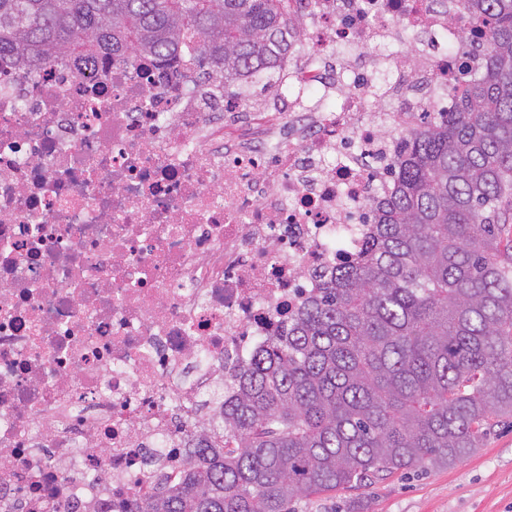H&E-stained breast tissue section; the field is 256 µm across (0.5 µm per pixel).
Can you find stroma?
Instances as JSON below:
<instances>
[{
  "instance_id": "35a3bbf8",
  "label": "stroma",
  "mask_w": 512,
  "mask_h": 512,
  "mask_svg": "<svg viewBox=\"0 0 512 512\" xmlns=\"http://www.w3.org/2000/svg\"><path fill=\"white\" fill-rule=\"evenodd\" d=\"M295 512H512V418L452 468H417L295 503Z\"/></svg>"
}]
</instances>
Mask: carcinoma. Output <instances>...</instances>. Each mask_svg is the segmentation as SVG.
<instances>
[{
  "instance_id": "cac0c4a2",
  "label": "carcinoma",
  "mask_w": 512,
  "mask_h": 512,
  "mask_svg": "<svg viewBox=\"0 0 512 512\" xmlns=\"http://www.w3.org/2000/svg\"><path fill=\"white\" fill-rule=\"evenodd\" d=\"M482 74L409 134L362 251L321 280L247 361L221 431L135 512H290L288 505L475 454L512 418V0H462ZM287 0H0V56L49 65L129 55L272 78Z\"/></svg>"
}]
</instances>
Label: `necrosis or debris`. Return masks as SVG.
<instances>
[{"label":"necrosis or debris","mask_w":512,"mask_h":512,"mask_svg":"<svg viewBox=\"0 0 512 512\" xmlns=\"http://www.w3.org/2000/svg\"><path fill=\"white\" fill-rule=\"evenodd\" d=\"M294 8L300 46L250 93L186 56L0 58V512L182 479L239 366L360 248L402 131L482 69L457 0Z\"/></svg>","instance_id":"obj_1"}]
</instances>
